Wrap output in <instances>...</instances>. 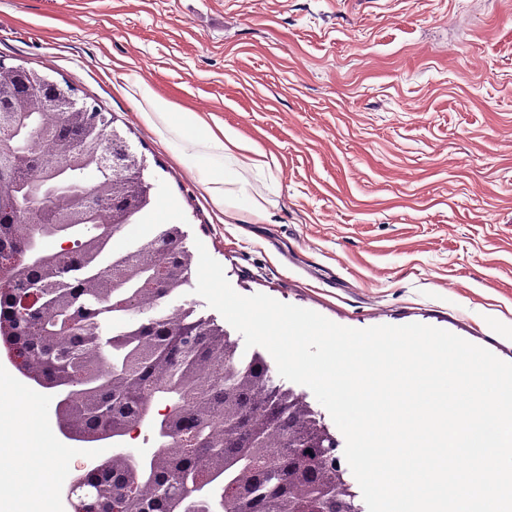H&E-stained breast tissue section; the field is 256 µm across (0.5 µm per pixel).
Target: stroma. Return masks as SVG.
<instances>
[{
	"label": "stroma",
	"instance_id": "stroma-1",
	"mask_svg": "<svg viewBox=\"0 0 512 512\" xmlns=\"http://www.w3.org/2000/svg\"><path fill=\"white\" fill-rule=\"evenodd\" d=\"M0 60L72 89L143 158L152 207L240 295L349 328L420 323L512 363V0H0ZM274 162L267 219L216 205L137 85Z\"/></svg>",
	"mask_w": 512,
	"mask_h": 512
}]
</instances>
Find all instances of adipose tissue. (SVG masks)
<instances>
[{
    "mask_svg": "<svg viewBox=\"0 0 512 512\" xmlns=\"http://www.w3.org/2000/svg\"><path fill=\"white\" fill-rule=\"evenodd\" d=\"M139 92L151 116L177 135L176 149L198 167L216 204L238 208V195L232 188L237 181L236 167L243 164L258 170L268 168L264 153L242 140L231 127L210 124L196 112L172 111L169 103L148 86H140ZM58 449L59 444L48 429L46 413L35 406L24 408L12 445V512H56L54 503L40 502L39 491L54 477L49 461Z\"/></svg>",
    "mask_w": 512,
    "mask_h": 512,
    "instance_id": "1",
    "label": "adipose tissue"
}]
</instances>
